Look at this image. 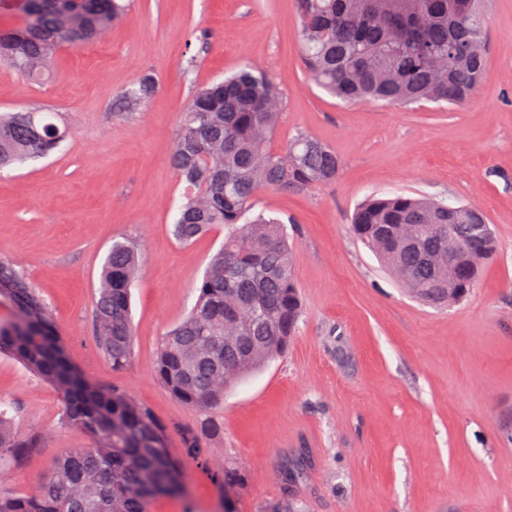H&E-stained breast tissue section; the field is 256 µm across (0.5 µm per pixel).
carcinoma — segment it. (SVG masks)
I'll use <instances>...</instances> for the list:
<instances>
[{
    "label": "carcinoma",
    "mask_w": 512,
    "mask_h": 512,
    "mask_svg": "<svg viewBox=\"0 0 512 512\" xmlns=\"http://www.w3.org/2000/svg\"><path fill=\"white\" fill-rule=\"evenodd\" d=\"M481 0H298L305 68L316 84L344 102L412 105L465 103L481 84L486 39ZM129 8L127 0H24L22 24L0 29V59L33 83L49 76L56 52L104 37ZM157 90L145 73L116 99L132 112ZM283 95L263 67L250 64L198 86L184 112L171 164L184 192L171 233L192 243L222 226L224 244L197 285L188 315L161 338L155 373L187 407L205 411L224 391L283 354L301 313L291 247L276 217L253 214L261 188L303 192L336 177L334 148L299 133L281 149L271 138ZM69 135L40 110L0 113V171L48 155ZM448 205L394 194L355 207L354 234L414 295L429 303L462 300L496 241L467 248L463 279L448 281V249L440 228L453 224ZM382 224H394L389 236ZM414 233L434 249L424 262L407 247ZM143 262L133 241H116L101 265L96 344L115 370L133 354L132 292ZM0 298L12 306L0 320V354L60 397V423L89 444L57 457L33 492L3 494L0 512H150L151 501L180 490L183 466L168 451L166 427L125 393L88 380L68 359L52 309L17 264L0 258ZM255 321L238 341L224 333ZM17 408L0 399V465L19 464L40 447L33 429L16 427Z\"/></svg>",
    "instance_id": "carcinoma-1"
}]
</instances>
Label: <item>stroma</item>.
<instances>
[{
  "instance_id": "obj_1",
  "label": "stroma",
  "mask_w": 512,
  "mask_h": 512,
  "mask_svg": "<svg viewBox=\"0 0 512 512\" xmlns=\"http://www.w3.org/2000/svg\"><path fill=\"white\" fill-rule=\"evenodd\" d=\"M485 34V77L453 107L329 96L305 69L296 0H133L104 41L61 50L43 83L0 65V113L48 110L70 132L50 156L0 174V256L51 305L70 361L167 427L188 479L150 512H224L223 465L241 477L237 512L281 502L298 512H512V443L500 435L512 408V0H488ZM250 62L283 94L273 147L303 132L343 164L307 192L257 193V210L296 222L302 315L286 354L205 414L154 372L164 332L192 307L224 239L217 230L182 245L171 235L182 187L170 154L194 85ZM146 73L156 94L116 115L117 96ZM394 193L468 203L492 224L498 251L467 298L422 304L354 237L355 205ZM124 239L141 244L145 262L132 289L133 356L116 370L95 342V300L104 255ZM0 396L13 400L20 432H44L0 479L4 493L29 492L88 439L60 425L55 388L6 356ZM207 415L223 433L186 456L185 433ZM303 448L310 466L287 477Z\"/></svg>"
}]
</instances>
